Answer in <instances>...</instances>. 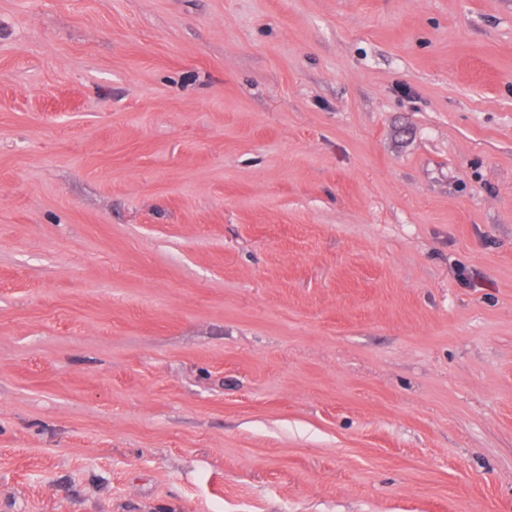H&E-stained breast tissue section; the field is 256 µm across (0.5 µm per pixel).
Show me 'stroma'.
<instances>
[{"label": "stroma", "mask_w": 512, "mask_h": 512, "mask_svg": "<svg viewBox=\"0 0 512 512\" xmlns=\"http://www.w3.org/2000/svg\"><path fill=\"white\" fill-rule=\"evenodd\" d=\"M0 512H512V0H0Z\"/></svg>", "instance_id": "obj_1"}]
</instances>
